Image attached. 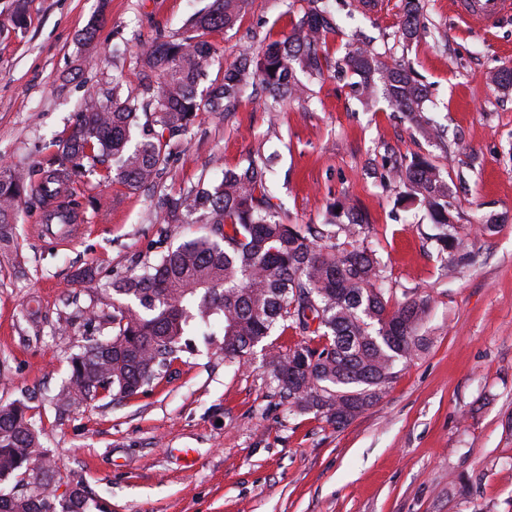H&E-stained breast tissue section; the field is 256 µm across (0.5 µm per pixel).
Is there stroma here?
Returning <instances> with one entry per match:
<instances>
[{
	"instance_id": "stroma-1",
	"label": "stroma",
	"mask_w": 512,
	"mask_h": 512,
	"mask_svg": "<svg viewBox=\"0 0 512 512\" xmlns=\"http://www.w3.org/2000/svg\"><path fill=\"white\" fill-rule=\"evenodd\" d=\"M209 2L0 0V164L41 179L84 96L111 95L116 80L141 95L140 42L179 31ZM452 2L420 0L430 34L409 42L399 33L405 0L369 12L329 0L336 29L325 53L343 56L357 30L383 59L413 68L429 90L434 137L385 103L365 108L344 82L309 78L308 97L277 112L247 93L224 115L201 113L155 189L108 181L100 163L72 178L82 230L61 246L36 231L42 205H22L17 241L0 250V375L9 378L0 404H28L60 490L83 483L90 512H512V89L490 81L512 67V13L483 31ZM308 6L247 0L233 28L210 36L209 80L244 47L283 39ZM19 10L22 30L11 22ZM416 154L448 180L473 258L464 270L449 272L424 209L396 206L403 189L390 168ZM269 156L286 223H322L337 201L362 214L391 301L429 300L422 350L342 428L290 411L261 353L241 365L202 344L147 393L57 419L49 399L70 354L112 334V278L203 231L157 223L161 197ZM490 220L495 235L475 233ZM86 263L100 280L75 283Z\"/></svg>"
}]
</instances>
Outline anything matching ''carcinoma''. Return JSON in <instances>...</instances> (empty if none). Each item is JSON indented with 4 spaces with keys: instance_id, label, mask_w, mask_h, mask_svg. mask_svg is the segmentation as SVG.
Masks as SVG:
<instances>
[{
    "instance_id": "cac0c4a2",
    "label": "carcinoma",
    "mask_w": 512,
    "mask_h": 512,
    "mask_svg": "<svg viewBox=\"0 0 512 512\" xmlns=\"http://www.w3.org/2000/svg\"><path fill=\"white\" fill-rule=\"evenodd\" d=\"M309 7L291 33L258 49H243L221 81L198 93L215 60L208 35L233 27L245 0H212L182 30L143 43L138 63L147 79L138 98L88 95L72 128L58 144L42 180L33 184L21 168L0 167V245L13 240L20 207L32 197L48 198L57 184L80 173L84 161L112 160V181L153 189L167 169L172 146L186 136L201 112L220 114L248 88L280 102L305 92L297 79L333 73L366 106L380 100L404 112L426 137L434 130L423 118L428 93L402 64L390 63L352 36L345 55L321 52L332 31L321 6ZM425 33L416 0H406L401 34L407 41ZM268 164L250 159L224 171L218 182H197L165 197L160 224H185L199 215L206 233L161 252L138 271L112 278V335L92 339L69 358V377L51 399L58 417L79 404L106 398L130 400L147 391L200 336L207 348L245 363L262 346L274 380L299 412L320 414L338 428L372 407L397 377L398 367L421 347L417 329L429 301L411 297L389 305L385 270L376 252L357 243L365 224L352 206L334 204L325 224H286L271 202ZM439 230L449 250L448 269L468 264L448 208V180L427 159L414 156L392 171ZM299 340L282 352L265 344L276 329ZM54 452L45 447L29 407L0 405V512H89L81 483L56 495Z\"/></svg>"
}]
</instances>
